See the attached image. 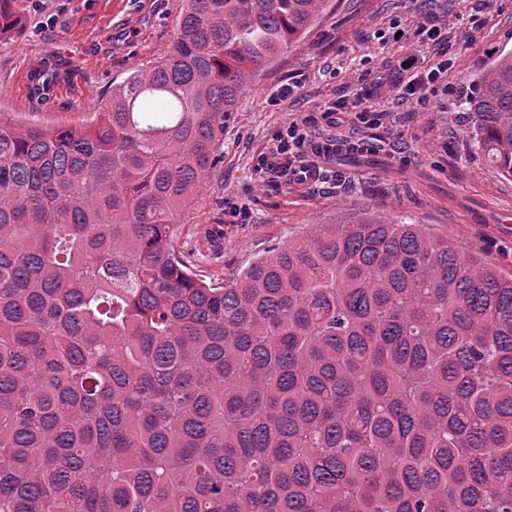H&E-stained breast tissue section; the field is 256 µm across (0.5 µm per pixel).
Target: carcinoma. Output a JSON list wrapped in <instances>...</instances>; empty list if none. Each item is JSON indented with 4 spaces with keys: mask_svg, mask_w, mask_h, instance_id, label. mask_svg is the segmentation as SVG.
<instances>
[{
    "mask_svg": "<svg viewBox=\"0 0 512 512\" xmlns=\"http://www.w3.org/2000/svg\"><path fill=\"white\" fill-rule=\"evenodd\" d=\"M326 5L185 0L87 122L0 119V512H512V275L374 216L227 283L172 239ZM464 109L512 177V53Z\"/></svg>",
    "mask_w": 512,
    "mask_h": 512,
    "instance_id": "obj_1",
    "label": "carcinoma"
}]
</instances>
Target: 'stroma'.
<instances>
[{
    "label": "stroma",
    "instance_id": "obj_1",
    "mask_svg": "<svg viewBox=\"0 0 512 512\" xmlns=\"http://www.w3.org/2000/svg\"><path fill=\"white\" fill-rule=\"evenodd\" d=\"M182 7L183 0H136L124 10L114 0H16L20 32L0 40V115L81 124L113 87L164 55ZM429 13L447 22L456 59L429 105L380 95L375 103L389 119L359 137L360 153L322 159L309 185L255 174L258 154L289 114L316 110L357 79L392 75ZM502 50H512V0H331L311 31L240 95L223 159L173 226L195 273L228 281L311 225L372 214L437 228L512 275V229L496 222L512 209V178L476 149L471 116L460 108L470 82ZM287 83L296 92L276 100ZM228 198L245 208L234 222L224 214Z\"/></svg>",
    "mask_w": 512,
    "mask_h": 512
}]
</instances>
